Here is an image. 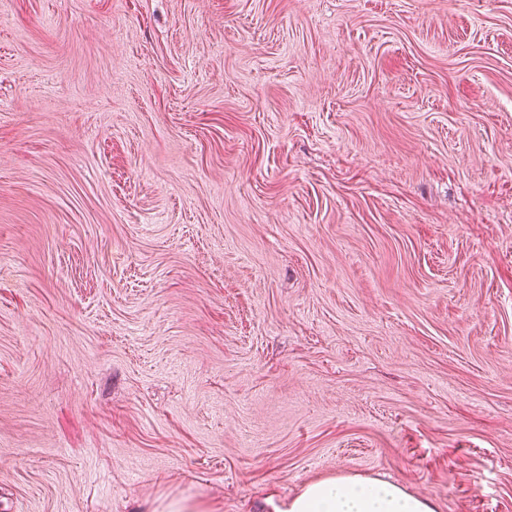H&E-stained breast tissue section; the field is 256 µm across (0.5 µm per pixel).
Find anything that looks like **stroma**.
<instances>
[{
  "mask_svg": "<svg viewBox=\"0 0 512 512\" xmlns=\"http://www.w3.org/2000/svg\"><path fill=\"white\" fill-rule=\"evenodd\" d=\"M512 512V0H0V512ZM275 512H436L429 498L378 477L340 475L308 484Z\"/></svg>",
  "mask_w": 512,
  "mask_h": 512,
  "instance_id": "1",
  "label": "stroma"
}]
</instances>
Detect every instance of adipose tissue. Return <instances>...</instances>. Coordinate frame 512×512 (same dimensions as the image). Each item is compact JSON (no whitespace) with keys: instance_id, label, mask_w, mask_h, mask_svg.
<instances>
[{"instance_id":"1","label":"adipose tissue","mask_w":512,"mask_h":512,"mask_svg":"<svg viewBox=\"0 0 512 512\" xmlns=\"http://www.w3.org/2000/svg\"><path fill=\"white\" fill-rule=\"evenodd\" d=\"M284 512H436L429 498L378 477L340 475L308 484Z\"/></svg>"}]
</instances>
